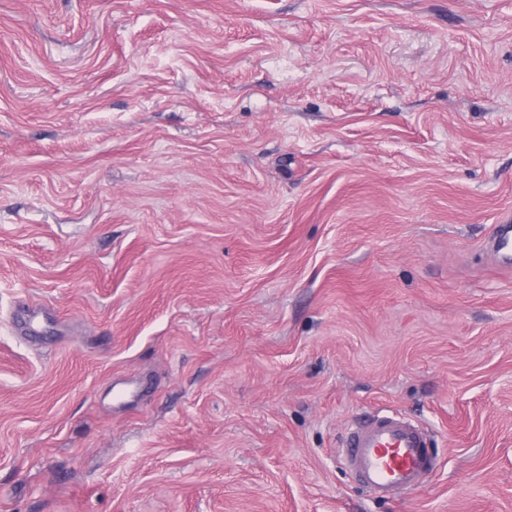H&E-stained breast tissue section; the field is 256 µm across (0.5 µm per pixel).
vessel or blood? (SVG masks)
I'll list each match as a JSON object with an SVG mask.
<instances>
[{
	"label": "vessel or blood",
	"instance_id": "1",
	"mask_svg": "<svg viewBox=\"0 0 512 512\" xmlns=\"http://www.w3.org/2000/svg\"><path fill=\"white\" fill-rule=\"evenodd\" d=\"M489 250L499 265L512 266V219L495 226ZM341 455L359 484L377 498L420 488L438 465L427 430L396 413L378 414L350 428Z\"/></svg>",
	"mask_w": 512,
	"mask_h": 512
}]
</instances>
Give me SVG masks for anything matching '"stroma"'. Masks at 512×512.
Masks as SVG:
<instances>
[{"instance_id":"obj_1","label":"stroma","mask_w":512,"mask_h":512,"mask_svg":"<svg viewBox=\"0 0 512 512\" xmlns=\"http://www.w3.org/2000/svg\"><path fill=\"white\" fill-rule=\"evenodd\" d=\"M507 211L512 0H0V512H512ZM490 252L495 261L509 268L512 264V224L511 216H505L501 224H496L490 240ZM427 430L410 418L377 414L349 429L341 449L346 467L375 498L418 489L438 465Z\"/></svg>"}]
</instances>
